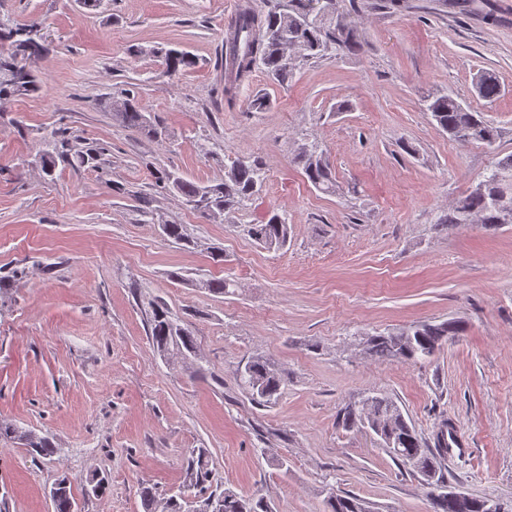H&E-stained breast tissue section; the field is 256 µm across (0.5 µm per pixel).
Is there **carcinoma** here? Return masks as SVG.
<instances>
[{
    "mask_svg": "<svg viewBox=\"0 0 512 512\" xmlns=\"http://www.w3.org/2000/svg\"><path fill=\"white\" fill-rule=\"evenodd\" d=\"M316 2L276 0L266 11L256 10L247 0L238 6L224 40L227 48L226 101L234 99L236 89L258 68L278 84H288L294 75L296 59L282 55L277 39L282 31L287 32L288 43L295 47L302 59L323 55L333 48L347 52L360 50L362 43L357 39L352 23L342 22L331 27L321 20L307 21V17L317 15ZM41 30L38 21L18 23L0 17V44H8L7 50L0 52V100L41 91L42 86L33 69L35 61L49 53ZM164 65L165 74L175 76L193 68L195 60L184 51L170 49L164 54ZM477 91L484 100L496 99L501 92L497 76L492 72L480 75ZM428 112L437 126L454 140L491 146L499 136L497 127L482 113L449 94L432 97ZM112 116L131 132L153 139L161 136L159 125L129 98L112 101ZM295 162L316 189L336 193V177L319 144L301 145ZM265 178V164L258 158L232 160L224 166V181L210 186H200L171 171H163L157 176L161 188L176 193L195 211L208 216L242 209L261 191ZM475 220L489 230L512 224V154L496 161L484 180L448 210L443 224L453 227ZM247 233L269 249L281 248L288 242L289 225L284 215L273 211L265 222L248 225ZM461 331L459 322L419 324L399 333L371 335L366 339L364 351L379 360H427ZM150 334L153 344L163 353L185 358L195 351L191 331L179 324V319L164 306H152ZM237 378L244 390L270 404L280 396L288 373L277 368L270 359L257 356L246 363ZM342 425L372 431L388 447L394 459L423 478L426 488L445 487L440 476L441 461L448 454V449L441 444L443 431L435 434L436 448H429L398 405L388 397L376 393L346 406ZM0 438L22 440L38 455L57 453L49 436H38L8 423L0 422ZM183 483L184 487L200 495H214L220 499L221 512H271L262 497L239 495L229 488L222 491L212 488L210 453L205 448H193L188 452ZM140 497L144 512H185L182 495L160 499L153 487L144 485ZM50 498L54 512H75L76 503L69 480H57ZM483 502L484 499L470 495L459 501H450L446 497L430 498L432 512H481ZM326 505L327 512H371L366 502L354 495L332 493Z\"/></svg>",
    "mask_w": 512,
    "mask_h": 512,
    "instance_id": "obj_1",
    "label": "carcinoma"
}]
</instances>
